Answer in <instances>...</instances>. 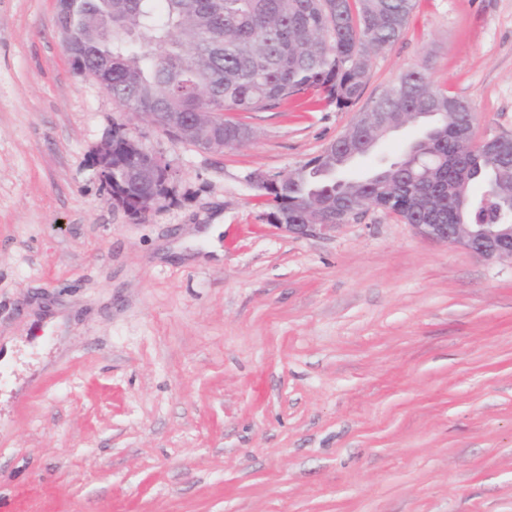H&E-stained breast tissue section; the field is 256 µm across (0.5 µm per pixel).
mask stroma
<instances>
[{
	"label": "stroma",
	"instance_id": "stroma-1",
	"mask_svg": "<svg viewBox=\"0 0 512 512\" xmlns=\"http://www.w3.org/2000/svg\"><path fill=\"white\" fill-rule=\"evenodd\" d=\"M55 12L0 0V512H512V259L378 209L295 236L250 182L320 155L411 67L476 139L512 134V0H417L355 104L240 113L252 136L221 155L78 74ZM117 123L171 172L136 217L89 163Z\"/></svg>",
	"mask_w": 512,
	"mask_h": 512
}]
</instances>
